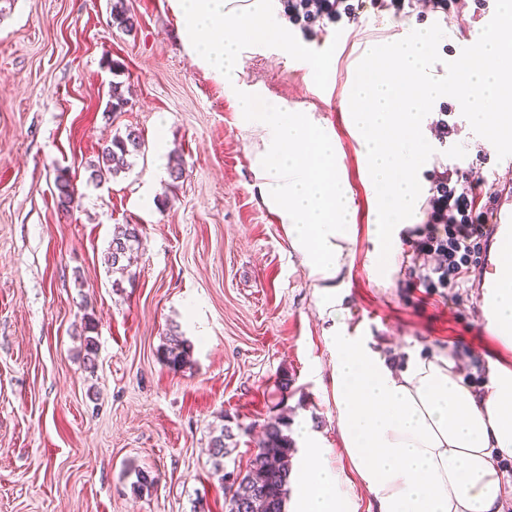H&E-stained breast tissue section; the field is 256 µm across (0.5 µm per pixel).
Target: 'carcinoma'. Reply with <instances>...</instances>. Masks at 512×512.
Listing matches in <instances>:
<instances>
[{"label":"carcinoma","mask_w":512,"mask_h":512,"mask_svg":"<svg viewBox=\"0 0 512 512\" xmlns=\"http://www.w3.org/2000/svg\"><path fill=\"white\" fill-rule=\"evenodd\" d=\"M111 15L113 23L128 32L138 24L136 17L126 8L124 0H112ZM126 105L122 83L112 82L105 112H122ZM144 149L142 133L134 127L127 128L124 133L114 135L112 140L104 144L97 160L89 163V178L95 180L104 171L114 176L126 172L131 168L133 159ZM54 186L60 207L65 210L70 208L75 200V187L67 171H58ZM138 239V225H113L112 239L104 256L108 268L115 273L126 272V262L131 260ZM187 352L185 340L175 332L170 334L165 349L166 360L175 366L179 365L185 361ZM286 426L287 421L279 416L264 425L263 439L257 452L250 458L246 469L238 471L225 488L226 512H284L290 475L289 458L293 452L292 443L283 431ZM233 437L232 428L224 425L219 435L211 438L208 454L215 469L224 468V458L231 453L229 441Z\"/></svg>","instance_id":"obj_1"}]
</instances>
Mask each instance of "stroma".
I'll use <instances>...</instances> for the list:
<instances>
[{
  "label": "stroma",
  "mask_w": 512,
  "mask_h": 512,
  "mask_svg": "<svg viewBox=\"0 0 512 512\" xmlns=\"http://www.w3.org/2000/svg\"><path fill=\"white\" fill-rule=\"evenodd\" d=\"M133 31L113 25L112 0H0V512H225V483L208 455L221 426L235 427L228 472L245 469L264 424L278 413L318 431L339 453L329 383L331 320L323 315L288 226L261 192L262 132L244 127L237 97L181 38L175 0H126ZM474 0L450 11L409 0L406 14L366 0L350 26L276 20L295 46L241 36L243 91L301 113L333 134L353 197L352 239L336 282L350 332L403 366L410 354H451L463 373L512 366L481 327L476 291L424 283L433 258L414 248L446 169L483 177L486 191L512 180L453 104L431 110L434 153L421 169L422 201L389 278L368 272L373 193L349 122L356 68L401 26L439 24L440 63L471 43ZM337 52L326 75L308 59ZM128 87L124 112L107 116L112 81ZM447 118L455 133L441 138ZM145 152L117 177L91 181L87 165L126 127ZM183 177L171 183L170 162ZM77 189L61 209L54 178ZM116 224L141 244L123 278L104 255ZM96 326V368L84 365L83 317ZM189 345L179 367L163 358L171 329ZM157 475L134 491L136 470Z\"/></svg>",
  "instance_id": "obj_1"
}]
</instances>
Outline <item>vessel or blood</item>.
Here are the masks:
<instances>
[{
    "instance_id": "vessel-or-blood-1",
    "label": "vessel or blood",
    "mask_w": 512,
    "mask_h": 512,
    "mask_svg": "<svg viewBox=\"0 0 512 512\" xmlns=\"http://www.w3.org/2000/svg\"><path fill=\"white\" fill-rule=\"evenodd\" d=\"M493 224L487 230L489 249L477 269V301L481 308H488L495 288L501 287L495 249L512 242V186L503 185L496 194Z\"/></svg>"
}]
</instances>
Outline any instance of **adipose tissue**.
Listing matches in <instances>:
<instances>
[{"instance_id": "ef3b65f1", "label": "adipose tissue", "mask_w": 512, "mask_h": 512, "mask_svg": "<svg viewBox=\"0 0 512 512\" xmlns=\"http://www.w3.org/2000/svg\"><path fill=\"white\" fill-rule=\"evenodd\" d=\"M178 2L187 40L201 28L214 32L196 47L198 58L235 85L239 46L223 36L230 0ZM267 2L252 0L238 28L259 40L284 41ZM242 116L245 125L267 132L263 195L280 208L290 245L315 281L319 306L337 322L331 370L336 427L375 512H502L512 487L495 460L512 457V368L495 367L478 395L455 372L452 357L416 356L398 369L372 349L368 337L350 334L334 282L343 266L342 244L352 234L353 198L336 141L297 113L253 96L244 97ZM500 274L505 285L496 291L488 329L512 348V245L502 253ZM298 433L290 512H357L346 477L330 463V449L307 427Z\"/></svg>"}]
</instances>
